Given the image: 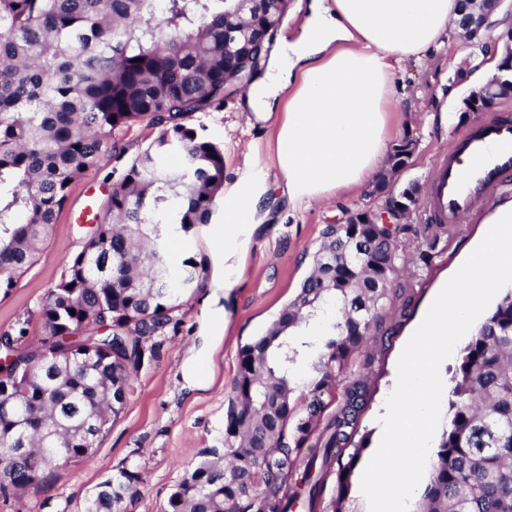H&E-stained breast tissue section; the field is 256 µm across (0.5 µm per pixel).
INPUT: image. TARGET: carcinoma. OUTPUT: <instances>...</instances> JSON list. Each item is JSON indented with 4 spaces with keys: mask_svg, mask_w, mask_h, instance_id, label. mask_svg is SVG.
<instances>
[{
    "mask_svg": "<svg viewBox=\"0 0 512 512\" xmlns=\"http://www.w3.org/2000/svg\"><path fill=\"white\" fill-rule=\"evenodd\" d=\"M261 0H0V292L7 295L51 237L71 185L112 156V131L144 123L158 135L112 185L98 228L42 308L49 339L0 334V497L88 460L124 409L147 340L173 321L203 271H173L171 239L209 223L224 185V152L186 124L224 105L268 54L238 66L254 29L288 9ZM116 121H110V118ZM399 224L330 225L314 268L272 326L240 351L226 427L229 469L204 460L164 512H346L363 443L353 444L367 376L338 388L355 360L371 371L391 344ZM418 259L437 256L446 224H427ZM329 300L342 320L317 341L289 331ZM311 361L304 400L292 372ZM450 419L429 460L417 512H512V289L461 349ZM354 447L343 462L346 448ZM336 496L325 501L330 480ZM123 467L84 512H123L139 492Z\"/></svg>",
    "mask_w": 512,
    "mask_h": 512,
    "instance_id": "1",
    "label": "carcinoma"
}]
</instances>
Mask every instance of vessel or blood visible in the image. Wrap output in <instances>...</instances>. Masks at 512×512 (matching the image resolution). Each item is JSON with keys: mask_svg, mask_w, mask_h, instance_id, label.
I'll use <instances>...</instances> for the list:
<instances>
[{"mask_svg": "<svg viewBox=\"0 0 512 512\" xmlns=\"http://www.w3.org/2000/svg\"><path fill=\"white\" fill-rule=\"evenodd\" d=\"M425 211L441 224L471 223L479 208L512 189V121L491 117L458 134L434 163Z\"/></svg>", "mask_w": 512, "mask_h": 512, "instance_id": "1", "label": "vessel or blood"}]
</instances>
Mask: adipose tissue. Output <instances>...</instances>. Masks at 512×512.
Listing matches in <instances>:
<instances>
[{"mask_svg":"<svg viewBox=\"0 0 512 512\" xmlns=\"http://www.w3.org/2000/svg\"><path fill=\"white\" fill-rule=\"evenodd\" d=\"M458 0H308L301 29L268 58L245 95L260 121L278 117L277 167L288 207L299 210L362 186L386 160L397 68L449 39ZM261 178L222 199L224 272L231 290L266 217Z\"/></svg>","mask_w":512,"mask_h":512,"instance_id":"1","label":"adipose tissue"}]
</instances>
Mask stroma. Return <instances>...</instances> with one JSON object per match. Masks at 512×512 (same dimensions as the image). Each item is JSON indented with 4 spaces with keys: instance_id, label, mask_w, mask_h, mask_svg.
I'll list each match as a JSON object with an SVG mask.
<instances>
[{
    "instance_id": "stroma-1",
    "label": "stroma",
    "mask_w": 512,
    "mask_h": 512,
    "mask_svg": "<svg viewBox=\"0 0 512 512\" xmlns=\"http://www.w3.org/2000/svg\"><path fill=\"white\" fill-rule=\"evenodd\" d=\"M474 48L463 36H451L445 45L427 50L421 61L409 63L394 75L396 95L389 140L394 143L409 135L417 142L409 166L396 178V187L401 190L414 183L420 188L419 204L405 219L411 227L402 239L406 268L395 285L402 288L410 282L414 291L390 348L371 376L359 429L364 440L358 459L362 465L379 446L377 411L391 392L404 344L430 302L480 241L484 223L495 211L494 205L482 206L457 236L442 240L440 253L430 265H416L419 238L414 229L424 221L422 203L427 199L434 160L447 152L454 136L466 128L460 120L461 100L469 91L463 72ZM242 98V92H235L225 98L223 108L194 114L188 123L223 150L225 186L259 172L265 173L269 185L279 184L282 176L274 154L277 122L248 123L239 107ZM443 108L450 114L447 125L424 123L423 113ZM156 135V129L143 124L113 132L116 150L111 158L72 185L53 236L41 246L34 264L9 295L0 296V333L23 326L28 330L27 342H41L45 336L41 307L92 229L91 223L81 218L83 208L100 210L112 190L108 173L129 166ZM382 206V200L370 196L364 187L311 203L293 214L274 209L263 232L253 238L240 280L224 302L227 325L223 337L206 341L201 332L202 303L210 293L215 270L224 264L223 252L214 246L224 229V214L221 205H214L210 223L185 237L178 251L179 258L190 257L203 265L204 277L198 288L182 297L176 326L151 337L155 354L135 374L122 413L110 424L93 456L30 487L21 498L0 499V512H83L96 485L125 463L135 464L143 480L140 495L127 504L125 512H163L176 485L206 453L223 449L240 350L265 332L294 298L310 272L302 256L314 255L320 248L327 225ZM194 350L205 360L206 386L191 390L182 365Z\"/></svg>"
}]
</instances>
